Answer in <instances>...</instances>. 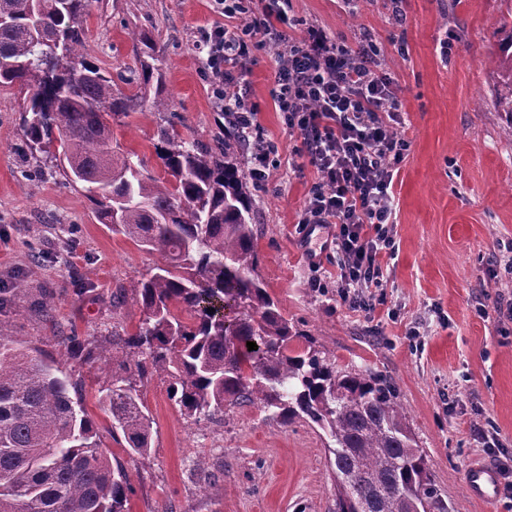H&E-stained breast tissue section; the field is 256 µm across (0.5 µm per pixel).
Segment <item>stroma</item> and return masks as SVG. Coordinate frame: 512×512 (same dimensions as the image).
<instances>
[{
	"instance_id": "stroma-1",
	"label": "stroma",
	"mask_w": 512,
	"mask_h": 512,
	"mask_svg": "<svg viewBox=\"0 0 512 512\" xmlns=\"http://www.w3.org/2000/svg\"><path fill=\"white\" fill-rule=\"evenodd\" d=\"M296 37L314 25L345 44L370 34L393 80L410 147L394 178L395 256H382L383 285L373 305L352 309L336 293V252L308 258L298 220L316 178L301 165L298 131L289 129L272 91L280 64L272 47L254 50L239 80L257 111V130L278 147L268 183L247 181L258 203L257 272L289 321L338 364L392 379L408 406L418 443L440 489L459 512H512V499L469 495L471 463L512 466V320L491 313L512 305V135L495 100L489 59L512 24V0H290ZM211 0H94L84 27L93 61L112 77L137 70L134 34L151 35L164 76L168 112L184 139L212 146L228 123L211 96L196 40L220 22ZM22 96L0 85V283H28L0 328L27 341L83 382L84 406L112 466L133 487L126 512H335L333 474L319 428H281L257 407L228 408L199 422L184 416L156 377L142 389L153 421L149 462L126 451L100 403L112 369L113 327L134 328L136 309L113 312L110 296L132 289L160 262L157 253L112 233L82 185L67 182L48 153H30L21 131ZM159 117L150 105L112 120L125 150L153 174ZM320 278L321 289L310 281ZM56 297L38 313L43 288ZM416 338H408V329ZM100 341L87 362L63 344ZM491 427L486 444L477 426ZM204 470L191 471L194 460ZM224 489L202 487L207 474Z\"/></svg>"
}]
</instances>
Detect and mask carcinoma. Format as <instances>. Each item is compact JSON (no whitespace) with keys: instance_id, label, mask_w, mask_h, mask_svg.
Returning a JSON list of instances; mask_svg holds the SVG:
<instances>
[{"instance_id":"cac0c4a2","label":"carcinoma","mask_w":512,"mask_h":512,"mask_svg":"<svg viewBox=\"0 0 512 512\" xmlns=\"http://www.w3.org/2000/svg\"><path fill=\"white\" fill-rule=\"evenodd\" d=\"M94 0H0V85L25 94L22 128L30 151L57 141L59 163L83 184L103 224L162 256L156 272L112 308L137 307L133 331H112V370L103 399L112 434L127 451L150 455L152 424L144 380L168 381V396L195 420L252 405L288 427L315 424L330 439L336 512H456L418 445L407 407L391 381L341 366L286 318L257 274L253 201L226 137L216 147L189 142L172 122L159 127L155 154L165 177L121 150L110 119L167 110L163 74L150 40L127 94L85 52L83 21ZM54 57L49 68L39 55ZM496 103L512 118V34L492 57ZM0 287V314L26 290ZM254 342L256 350H248ZM81 385L0 330V512H125L133 488L101 449Z\"/></svg>"}]
</instances>
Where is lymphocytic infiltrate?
<instances>
[{"label":"lymphocytic infiltrate","instance_id":"obj_1","mask_svg":"<svg viewBox=\"0 0 512 512\" xmlns=\"http://www.w3.org/2000/svg\"><path fill=\"white\" fill-rule=\"evenodd\" d=\"M226 23L203 31L212 95L236 129L256 127L237 78L257 42L287 44L276 74L274 101L301 138L300 157L316 171L299 222L314 231L335 225L337 293L350 308L367 306L381 287V255L394 254V171L408 149L399 137V103L385 73L368 62L365 44L349 47L312 26L294 40L288 0H214Z\"/></svg>","mask_w":512,"mask_h":512}]
</instances>
